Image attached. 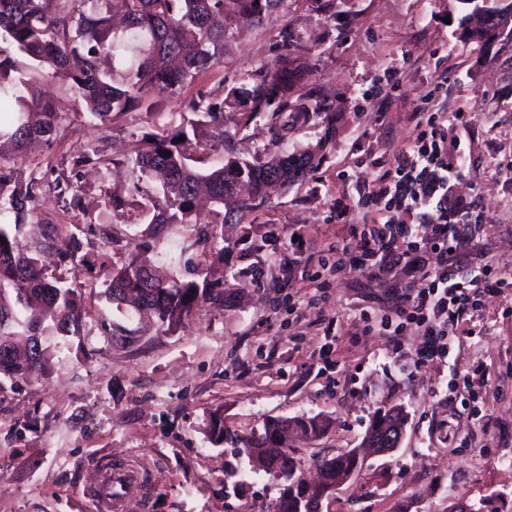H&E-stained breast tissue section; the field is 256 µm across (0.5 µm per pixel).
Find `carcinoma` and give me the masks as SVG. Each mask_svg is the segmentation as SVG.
I'll return each instance as SVG.
<instances>
[{
	"label": "carcinoma",
	"mask_w": 512,
	"mask_h": 512,
	"mask_svg": "<svg viewBox=\"0 0 512 512\" xmlns=\"http://www.w3.org/2000/svg\"><path fill=\"white\" fill-rule=\"evenodd\" d=\"M481 14L477 28L462 27L467 40L485 41L512 23V0H461ZM278 0H0V40L23 55L30 66L47 69V76L70 86L85 109L103 123L114 116L151 111L157 101L175 94L186 83L215 68L224 58L230 39L229 23L239 16L257 22ZM282 53L271 70L250 75L252 85L233 90V100L250 112L288 111V93L301 70L291 53L299 50L283 31ZM197 119L171 131L142 137L143 148L134 160H111L112 168L138 171L139 189L149 202V223L202 224L197 210L201 187L211 201L226 205L224 190L242 181L253 195L267 197L268 172L276 165L288 171V182L303 180L314 168L309 152H281L269 158L243 161L234 154L235 135L224 130V101L200 96L188 103ZM12 114L9 129L0 128V160L4 147L20 153L33 139L46 140L60 132L62 109L33 80L22 73L16 59L0 48V113ZM213 133L223 149L224 164L208 173L192 165L190 148L199 134ZM186 140H180V137ZM171 155H165V152ZM35 180L26 185L12 182L0 172V379L32 381L48 364L52 338L81 336L83 308L77 291L50 277L45 259L72 258L65 238L50 228L44 242L35 247L19 239L21 225L31 216L28 204ZM255 200H241L207 226L203 236L224 238V225L241 224L255 208ZM147 268L139 255L131 257L107 285L105 294L116 303L126 301L129 290H140L138 306L153 311L161 325L177 326L205 303L224 304V289L180 282L153 274L155 285L143 287ZM400 418L391 410L377 415L368 429L369 442L382 447L383 428ZM305 433L317 437L328 424L316 417L295 420ZM210 438L217 444L232 443L246 455L254 448L276 447L279 425L264 426L259 437L242 438L224 427L215 413L209 423ZM366 454L352 448L329 459L326 478L335 482L362 469ZM326 485H298L280 490L274 512H307Z\"/></svg>",
	"instance_id": "cac0c4a2"
}]
</instances>
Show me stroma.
<instances>
[{
  "label": "stroma",
  "instance_id": "35a3bbf8",
  "mask_svg": "<svg viewBox=\"0 0 512 512\" xmlns=\"http://www.w3.org/2000/svg\"><path fill=\"white\" fill-rule=\"evenodd\" d=\"M461 0H279L261 22H243L214 69L164 98L156 112L112 122L91 116L61 81L40 85L65 112L53 142L0 162L14 180L41 181L22 242L56 227L74 258H47L48 273L81 297L85 326L53 353L46 374L0 384V512H100L91 491L105 465L133 466L128 512H271L278 489L228 444L208 436L212 411L244 437L271 419L318 416L329 427L289 443L301 471L359 447L374 416L407 413L394 452L368 459L326 501L325 512H512V287L485 294L453 328L448 355L423 358L426 339L400 314L411 283L401 269L336 266L334 247L380 206L362 203L414 144L431 114L469 112L468 162L452 200L468 210L457 244L467 276L512 269V28L466 41ZM300 48L303 74L290 111L248 113L229 96L276 63L282 31ZM224 100V128L239 156L315 150V166L272 192L224 242L202 241L197 224L157 232L142 216L137 177L115 172L147 132L191 120L200 94ZM330 109L296 117L298 101ZM284 127L272 139V122ZM103 147L106 161L74 166ZM69 182L75 207L48 183ZM127 202L114 212L109 193ZM344 203L345 223L336 221ZM139 254L163 274L207 280L223 305H203L179 326L117 307L104 289Z\"/></svg>",
  "mask_w": 512,
  "mask_h": 512
}]
</instances>
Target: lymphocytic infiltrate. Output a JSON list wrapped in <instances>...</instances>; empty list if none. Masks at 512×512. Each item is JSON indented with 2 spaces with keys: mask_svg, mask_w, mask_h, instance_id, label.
<instances>
[{
  "mask_svg": "<svg viewBox=\"0 0 512 512\" xmlns=\"http://www.w3.org/2000/svg\"><path fill=\"white\" fill-rule=\"evenodd\" d=\"M428 131L402 151L395 169L386 171L375 194L385 210L402 209L415 216L412 224L387 221L369 225L357 243L361 264L380 270L402 267L414 277L405 299V314L427 338L424 357L446 352L448 327L477 307L481 296L512 285V273L484 269L460 277L448 259L458 241L463 217L448 210L451 182L466 163L463 148L449 150L443 125L429 119ZM438 252L435 267H428V251Z\"/></svg>",
  "mask_w": 512,
  "mask_h": 512,
  "instance_id": "lymphocytic-infiltrate-1",
  "label": "lymphocytic infiltrate"
}]
</instances>
